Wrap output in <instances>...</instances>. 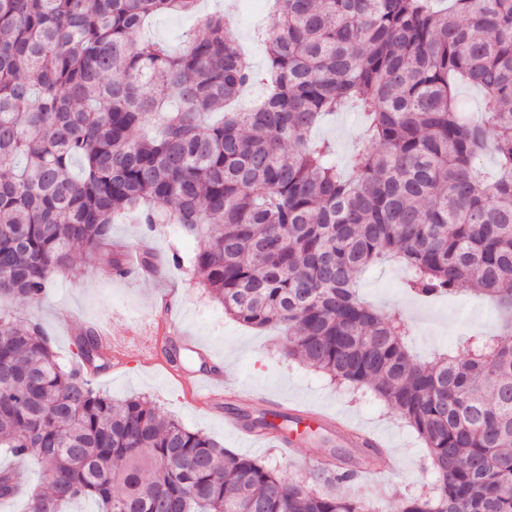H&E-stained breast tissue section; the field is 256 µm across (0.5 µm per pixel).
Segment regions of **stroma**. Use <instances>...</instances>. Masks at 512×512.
<instances>
[{
	"mask_svg": "<svg viewBox=\"0 0 512 512\" xmlns=\"http://www.w3.org/2000/svg\"><path fill=\"white\" fill-rule=\"evenodd\" d=\"M240 12L237 38L248 45L253 65L264 68L266 50L256 32L275 20V6L272 0H244ZM361 126V117L347 112L321 124L315 134L335 142L336 160L343 164ZM111 237L112 251L78 255L73 272L57 276L40 305L17 299L0 303V309L40 324L58 356L67 362L75 360L80 337L96 333L114 316H122L135 332L142 325L154 324L163 301H172L176 344L190 345L198 352L190 369H199L206 358L221 361L224 368L246 379V389L220 405H203L184 393L175 368L135 350L123 366L91 372L102 393L117 401L131 396L150 398L162 416L207 434L235 453L268 461L289 481L309 478L303 458H315L323 468L334 455L346 451V444L329 428L312 440L295 437L290 450L267 441H248L225 427V416L255 415L269 407L287 413L304 408L321 416L342 417L378 435L391 452L388 470L339 485L342 495L370 499L381 512H396L400 500L432 494L434 474L423 443L370 391L333 384L305 364L283 357L277 329H254L232 320L187 269L168 266L157 273L141 269L132 277L116 275L113 270V253L141 255L149 250L167 256L176 251L187 258L197 246L195 240L179 237L175 225L159 224L150 230L129 216L115 219ZM406 276L403 267L386 264L361 276L358 285L361 296L376 309L396 310L408 319L412 326L409 346L418 357L457 350L461 337L470 331L494 330L496 311L487 298L463 287L452 295L422 302L404 288Z\"/></svg>",
	"mask_w": 512,
	"mask_h": 512,
	"instance_id": "obj_1",
	"label": "stroma"
}]
</instances>
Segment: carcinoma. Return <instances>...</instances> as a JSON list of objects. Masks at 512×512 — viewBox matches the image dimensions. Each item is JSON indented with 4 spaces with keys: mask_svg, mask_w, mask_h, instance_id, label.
<instances>
[{
    "mask_svg": "<svg viewBox=\"0 0 512 512\" xmlns=\"http://www.w3.org/2000/svg\"><path fill=\"white\" fill-rule=\"evenodd\" d=\"M279 2L259 70L236 12L202 15L200 0H0V299L41 302L118 215L175 224L199 248L165 263L189 265L238 322L281 326L288 358L369 388L424 442L434 493L397 512H512V0ZM156 15L197 17L182 53L131 42ZM254 83L258 104L232 107ZM462 84L483 94L478 119ZM352 110L365 125L343 169L313 131ZM384 261L420 299L487 296L498 329L416 360L403 317L359 296ZM245 420L259 435L295 423ZM0 448L17 462L0 500L25 491L22 467L42 471L25 512L79 497L102 512H373L335 485L383 454L289 482L147 398L114 402L4 310Z\"/></svg>",
    "mask_w": 512,
    "mask_h": 512,
    "instance_id": "carcinoma-1",
    "label": "carcinoma"
}]
</instances>
